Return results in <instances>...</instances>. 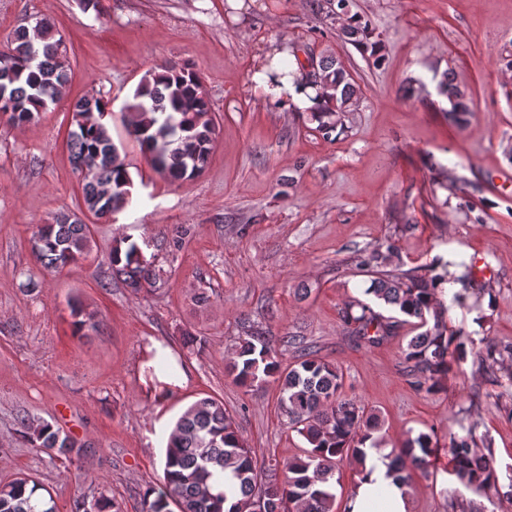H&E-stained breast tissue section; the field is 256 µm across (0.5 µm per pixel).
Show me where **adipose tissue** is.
I'll return each instance as SVG.
<instances>
[{
	"label": "adipose tissue",
	"instance_id": "ef3b65f1",
	"mask_svg": "<svg viewBox=\"0 0 512 512\" xmlns=\"http://www.w3.org/2000/svg\"><path fill=\"white\" fill-rule=\"evenodd\" d=\"M284 52L271 47L255 65L254 81L265 100L278 111L310 112L316 107L315 88L282 78L273 83L270 75L278 70ZM388 461L377 452H370L364 476L358 478L350 495L351 512H409L410 501L402 489L387 476Z\"/></svg>",
	"mask_w": 512,
	"mask_h": 512
}]
</instances>
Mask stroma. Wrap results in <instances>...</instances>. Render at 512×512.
I'll return each mask as SVG.
<instances>
[{
  "label": "stroma",
  "mask_w": 512,
  "mask_h": 512,
  "mask_svg": "<svg viewBox=\"0 0 512 512\" xmlns=\"http://www.w3.org/2000/svg\"><path fill=\"white\" fill-rule=\"evenodd\" d=\"M350 10L381 33L382 66L344 43L314 0H256L236 18L227 0H0V41L46 19L73 70L64 97L34 123L0 122V480L32 474L59 512L102 494L122 512H145L170 431L206 396L223 401L259 466L299 456L305 442L289 430L276 385L248 390L226 370L234 345L259 327L283 362L298 354L292 336L334 362L346 397L380 411L387 447L436 431L441 449L430 477L415 478L410 512H490L487 497L449 473L452 432L490 439L499 482L512 483V387L476 357L486 340L512 344V182L498 180L512 173V0H350ZM282 40L304 63L336 57L360 84L347 132L323 137L308 113L274 111L254 91L256 57ZM165 64L194 67L217 124L209 162L190 181L160 177L127 131L126 103ZM446 72L467 93L459 124L437 90ZM88 93L111 103L134 202L94 221L77 266L44 274L29 239L33 225L83 207L66 137L70 104ZM127 236L152 261L155 291L111 278L112 247ZM388 242L385 269L439 259L468 277L437 299L474 352L433 395L405 375L410 324L371 346L341 321L371 284L358 255ZM461 290L462 307L452 302ZM201 291L208 305L196 303ZM73 301L95 313L96 328L75 331ZM190 334L206 338L202 353L189 354ZM26 413L79 438L81 455L69 462L32 447L19 434Z\"/></svg>",
  "instance_id": "35a3bbf8"
}]
</instances>
